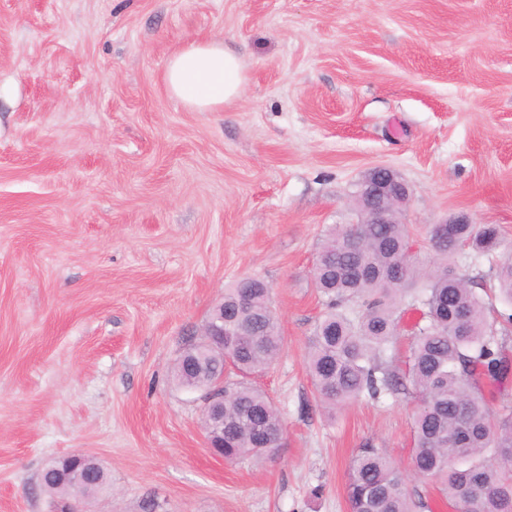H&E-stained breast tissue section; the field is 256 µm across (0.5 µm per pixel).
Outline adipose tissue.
<instances>
[{
    "label": "adipose tissue",
    "instance_id": "ef3b65f1",
    "mask_svg": "<svg viewBox=\"0 0 512 512\" xmlns=\"http://www.w3.org/2000/svg\"><path fill=\"white\" fill-rule=\"evenodd\" d=\"M163 81L168 93L195 112L232 104L247 81L238 55L217 37L189 40L167 60Z\"/></svg>",
    "mask_w": 512,
    "mask_h": 512
}]
</instances>
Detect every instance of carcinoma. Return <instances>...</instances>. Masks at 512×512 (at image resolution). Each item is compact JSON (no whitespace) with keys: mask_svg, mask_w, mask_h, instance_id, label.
Segmentation results:
<instances>
[{"mask_svg":"<svg viewBox=\"0 0 512 512\" xmlns=\"http://www.w3.org/2000/svg\"><path fill=\"white\" fill-rule=\"evenodd\" d=\"M400 206L387 211L389 224H336L322 240L317 287L326 310L310 339L306 364L320 402L329 410L363 398L400 391L417 399L413 416L415 446L411 470L439 484L458 512H512V405L494 407L495 388L512 370L506 341L512 315L502 324L489 320L476 288L448 274L456 255L470 248L489 256L500 247L499 231L486 224H451L446 233L427 228L440 270L423 274L408 250L412 245ZM501 294L512 299V256L496 265ZM270 289L264 282L236 281L224 289V323L238 325L241 336L224 337L225 361L206 342L181 352L173 368L179 385L207 392L230 367L242 377L269 366L283 350ZM362 300L360 314L340 307ZM423 309L413 331L406 371L391 367L387 350L399 323L401 306ZM283 422L260 389L244 382L224 386V459L263 461L279 447ZM269 448L258 447L259 437ZM87 481L68 483L42 471L44 490L76 501L104 491L103 468L85 462ZM350 512H416L423 502L405 489V477L381 448L366 445L353 458L346 483Z\"/></svg>","mask_w":512,"mask_h":512,"instance_id":"1","label":"carcinoma"}]
</instances>
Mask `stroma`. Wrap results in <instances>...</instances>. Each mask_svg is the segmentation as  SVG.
<instances>
[{"mask_svg": "<svg viewBox=\"0 0 512 512\" xmlns=\"http://www.w3.org/2000/svg\"><path fill=\"white\" fill-rule=\"evenodd\" d=\"M199 35L248 78L216 112L163 83ZM380 165L413 192L420 266L427 226L460 214L512 253V0H0V512H51L40 474L81 451L109 483L86 512H349L366 443L454 512L411 471V395L331 415L306 366L316 252ZM454 267L512 315L486 257ZM242 277L284 338L253 377L284 422L262 464L212 456L173 378Z\"/></svg>", "mask_w": 512, "mask_h": 512, "instance_id": "obj_1", "label": "stroma"}]
</instances>
